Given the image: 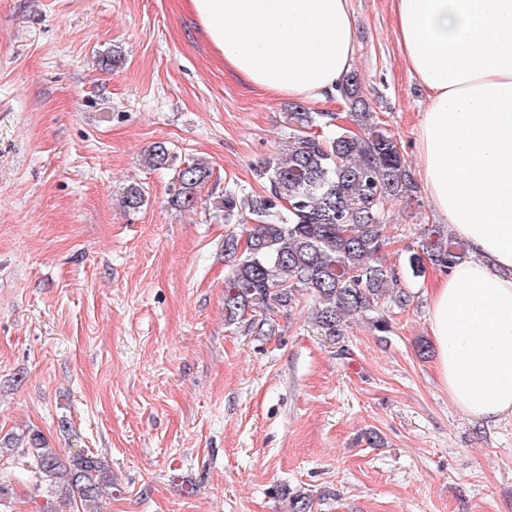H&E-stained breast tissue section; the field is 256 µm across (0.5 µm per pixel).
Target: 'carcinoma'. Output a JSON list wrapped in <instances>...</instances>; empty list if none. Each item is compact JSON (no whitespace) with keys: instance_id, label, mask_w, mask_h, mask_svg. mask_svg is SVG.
<instances>
[{"instance_id":"carcinoma-1","label":"carcinoma","mask_w":512,"mask_h":512,"mask_svg":"<svg viewBox=\"0 0 512 512\" xmlns=\"http://www.w3.org/2000/svg\"><path fill=\"white\" fill-rule=\"evenodd\" d=\"M339 92L351 102L349 117L359 134L338 125L321 135L315 129L339 116L296 104L286 116V149L254 164L263 194L227 187L221 197L224 223L234 225L224 237V320L254 336L275 334L271 313L291 312L307 298L314 305L313 324L332 342L344 335L353 315L367 320L377 335H387L390 313L409 302L407 280L424 274V262L446 272L468 258L462 240L433 224L409 255L405 273L384 261L391 243L388 206L415 196L418 185L397 138L373 121L357 74L345 76ZM168 161L163 144L146 156L151 167ZM210 177L205 162L179 169L170 204L192 208ZM145 202L142 187L124 189L125 210L137 211ZM14 453L33 492L53 495L40 512H55V498L74 512H99L100 501L112 496V472L100 456L79 451L64 457L37 432L22 447L0 440V457ZM288 500L291 512H313L306 493L290 492Z\"/></svg>"}]
</instances>
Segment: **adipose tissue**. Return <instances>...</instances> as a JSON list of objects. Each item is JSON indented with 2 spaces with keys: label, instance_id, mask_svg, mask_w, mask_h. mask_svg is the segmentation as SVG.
Wrapping results in <instances>:
<instances>
[{
  "label": "adipose tissue",
  "instance_id": "1",
  "mask_svg": "<svg viewBox=\"0 0 512 512\" xmlns=\"http://www.w3.org/2000/svg\"><path fill=\"white\" fill-rule=\"evenodd\" d=\"M253 87L322 102L355 53L350 0H189ZM403 62L426 94L417 172L469 249L428 289L435 370L462 412L512 417V0H393Z\"/></svg>",
  "mask_w": 512,
  "mask_h": 512
}]
</instances>
